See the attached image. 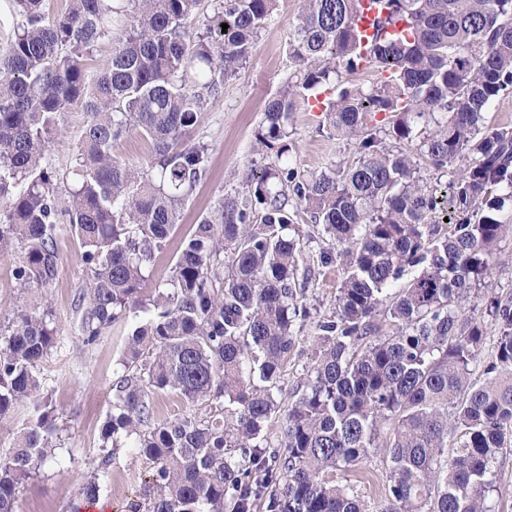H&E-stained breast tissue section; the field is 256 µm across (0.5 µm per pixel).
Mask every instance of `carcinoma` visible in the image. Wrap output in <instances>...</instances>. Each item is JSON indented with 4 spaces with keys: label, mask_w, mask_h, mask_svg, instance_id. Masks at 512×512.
I'll return each instance as SVG.
<instances>
[{
    "label": "carcinoma",
    "mask_w": 512,
    "mask_h": 512,
    "mask_svg": "<svg viewBox=\"0 0 512 512\" xmlns=\"http://www.w3.org/2000/svg\"><path fill=\"white\" fill-rule=\"evenodd\" d=\"M25 18L0 57V254L26 244L14 277L54 280V231L83 249L82 343L136 309L149 268L206 173L191 130L210 98L253 57L279 0H12ZM364 0H304L288 44L292 71L255 135L267 163L224 194L181 242L128 338L98 470L114 435L151 466L146 512H367L336 474L385 451L380 512H494L499 458L512 448V298L489 296L499 244L512 238V126H490L512 93V0H381L373 36L355 21ZM229 25L222 32L221 24ZM112 53L87 67L98 42ZM377 80L346 86L344 70ZM325 95L327 137L352 160L292 167V120ZM88 120L68 201L45 163L75 102ZM152 145L128 166L129 133ZM450 176L444 194L424 180ZM446 207L448 221L432 222ZM341 248L334 316L318 324L299 396H284L296 321L307 315L299 213ZM498 328L484 379L471 365L484 318ZM58 336L47 307L18 309L0 328V419L29 412L0 452V512L54 458L55 418L40 363ZM201 411L153 422L151 395ZM281 415L283 438L266 426ZM487 123L512 125V94L496 99L486 114ZM114 152L130 166H142L147 163L151 149L149 143L133 132L116 146Z\"/></svg>",
    "instance_id": "obj_1"
}]
</instances>
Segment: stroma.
<instances>
[{"label":"stroma","instance_id":"stroma-1","mask_svg":"<svg viewBox=\"0 0 512 512\" xmlns=\"http://www.w3.org/2000/svg\"><path fill=\"white\" fill-rule=\"evenodd\" d=\"M300 5L301 0H279L260 33L253 59L225 84L222 94L209 100L193 132L195 140L208 147L207 175L181 210L174 232L156 252L141 298H149L169 276L181 240L215 209L227 190L240 186L248 167L257 160L255 134L266 101L289 73L288 37ZM63 121L61 135L48 146L46 161L64 177L75 166L87 114L77 103ZM322 121L319 112L303 110L294 116L292 158L298 172L320 171L353 153L346 142L327 137L320 128ZM294 228L304 246L298 276L307 282L304 303L309 314L296 323L295 349L285 369L284 386L290 394L302 392L305 386L318 325L333 315L340 280L338 265L321 264V254L331 246L322 226L302 215ZM55 243L56 277L44 289L21 287L14 278L13 269L24 253L22 244H14L8 255L0 257V324L7 323L17 308L46 304L53 311L60 340L39 367L56 416L55 457L21 486L16 512H72L81 504V488L97 465L101 429L112 410V385L122 372L120 360L131 331L130 324L119 323L95 344L82 345L78 328L79 296L86 281L82 248L63 224L56 227ZM115 443L112 465L99 480L98 505L103 512H128L130 503L143 498L150 467L124 435H116ZM389 468L383 454L370 456L362 465L357 490L370 512H379L384 504L382 487Z\"/></svg>","mask_w":512,"mask_h":512}]
</instances>
